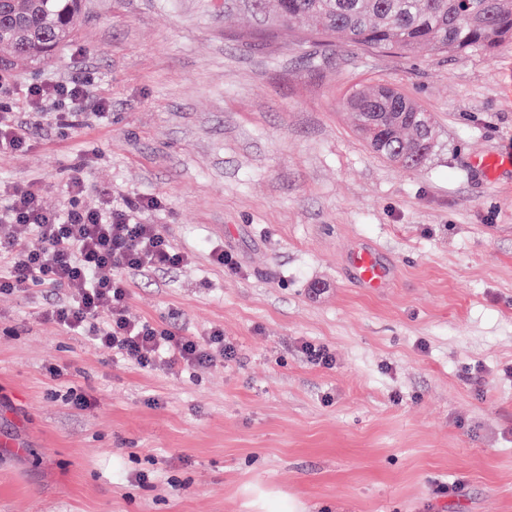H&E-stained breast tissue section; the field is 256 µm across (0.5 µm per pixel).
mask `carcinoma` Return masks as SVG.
Returning <instances> with one entry per match:
<instances>
[{
	"label": "carcinoma",
	"mask_w": 512,
	"mask_h": 512,
	"mask_svg": "<svg viewBox=\"0 0 512 512\" xmlns=\"http://www.w3.org/2000/svg\"><path fill=\"white\" fill-rule=\"evenodd\" d=\"M82 6L83 0H0V66L49 60L73 40ZM222 8L270 36L321 42L341 36L371 53L491 56L512 39V0H223ZM383 89H351L346 104L356 131L385 160L418 167L427 159L421 141L435 139L433 118L399 90L400 102L383 101Z\"/></svg>",
	"instance_id": "cac0c4a2"
}]
</instances>
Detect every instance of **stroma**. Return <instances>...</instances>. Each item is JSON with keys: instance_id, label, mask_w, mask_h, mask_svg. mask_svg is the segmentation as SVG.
Wrapping results in <instances>:
<instances>
[{"instance_id": "35a3bbf8", "label": "stroma", "mask_w": 512, "mask_h": 512, "mask_svg": "<svg viewBox=\"0 0 512 512\" xmlns=\"http://www.w3.org/2000/svg\"><path fill=\"white\" fill-rule=\"evenodd\" d=\"M77 61L108 122L28 119L0 188L58 207L79 174L159 197L148 221L192 259L128 275L129 312L220 326L237 357L145 370L44 321L63 290L0 294V512H250L251 484L307 512H512V42L370 53L246 36L216 0H86L55 58L9 67L7 106ZM378 83L431 113L423 166L355 131L345 99ZM491 155L511 159L493 180ZM360 247L394 269L388 288L356 287ZM302 352L306 355L307 361L315 366L332 369L336 363L335 355L325 346H316L312 343H304Z\"/></svg>"}]
</instances>
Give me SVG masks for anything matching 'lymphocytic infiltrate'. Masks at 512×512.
<instances>
[{
	"label": "lymphocytic infiltrate",
	"instance_id": "1",
	"mask_svg": "<svg viewBox=\"0 0 512 512\" xmlns=\"http://www.w3.org/2000/svg\"><path fill=\"white\" fill-rule=\"evenodd\" d=\"M89 95L88 79L78 75L32 84L25 91L30 111L54 105L55 121L71 127ZM93 104L98 118L108 117L106 100ZM67 190L71 204L60 210L45 207L34 184L14 188L0 204V294L33 286L64 289L65 299L47 307L44 320L143 369L182 374L235 359L237 349L221 328L188 336L172 323L129 314L125 273L177 268L190 261L161 225L139 221V214L156 209L158 200L142 197L118 205L103 190L91 204L87 183L79 176ZM32 238L37 247L29 246Z\"/></svg>",
	"mask_w": 512,
	"mask_h": 512
}]
</instances>
